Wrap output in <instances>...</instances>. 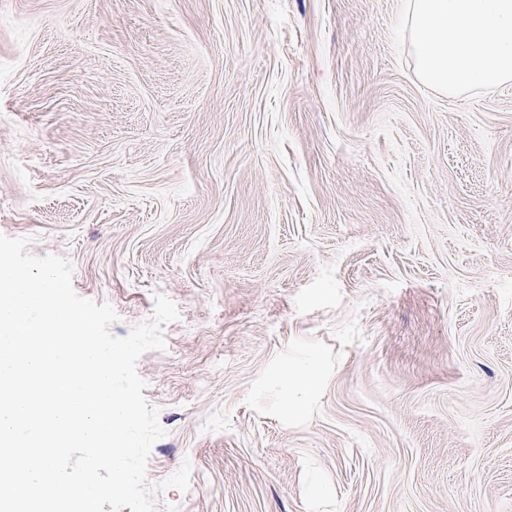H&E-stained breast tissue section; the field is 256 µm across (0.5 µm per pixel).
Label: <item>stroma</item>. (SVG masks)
I'll return each instance as SVG.
<instances>
[{"instance_id": "obj_1", "label": "stroma", "mask_w": 512, "mask_h": 512, "mask_svg": "<svg viewBox=\"0 0 512 512\" xmlns=\"http://www.w3.org/2000/svg\"><path fill=\"white\" fill-rule=\"evenodd\" d=\"M406 2L0 0V235L180 312L157 512H512V83L423 84Z\"/></svg>"}]
</instances>
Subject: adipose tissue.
<instances>
[{"label": "adipose tissue", "mask_w": 512, "mask_h": 512, "mask_svg": "<svg viewBox=\"0 0 512 512\" xmlns=\"http://www.w3.org/2000/svg\"><path fill=\"white\" fill-rule=\"evenodd\" d=\"M405 24V53L436 90L512 81V0H409Z\"/></svg>", "instance_id": "adipose-tissue-1"}]
</instances>
